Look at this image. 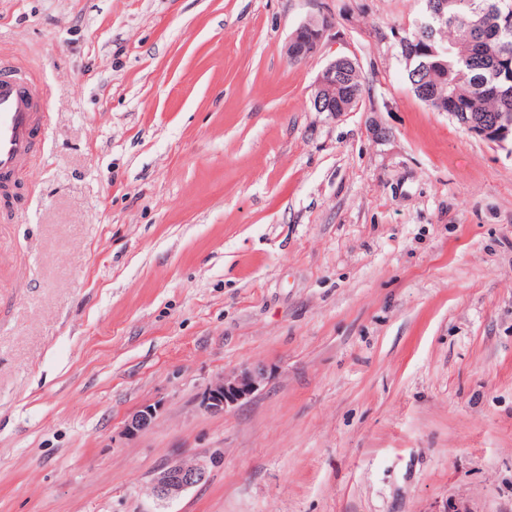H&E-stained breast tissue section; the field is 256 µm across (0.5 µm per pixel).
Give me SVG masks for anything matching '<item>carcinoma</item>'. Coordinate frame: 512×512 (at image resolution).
<instances>
[{"label": "carcinoma", "mask_w": 512, "mask_h": 512, "mask_svg": "<svg viewBox=\"0 0 512 512\" xmlns=\"http://www.w3.org/2000/svg\"><path fill=\"white\" fill-rule=\"evenodd\" d=\"M420 17L405 38L430 37L436 54L418 58L406 68L415 96L431 111L446 112L458 123V112L480 119L512 113V27L497 24L500 13L512 12V0H420ZM344 103L358 104L362 84L355 64L339 62Z\"/></svg>", "instance_id": "carcinoma-1"}]
</instances>
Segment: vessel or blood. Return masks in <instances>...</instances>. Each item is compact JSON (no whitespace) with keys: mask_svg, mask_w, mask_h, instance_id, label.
I'll list each match as a JSON object with an SVG mask.
<instances>
[{"mask_svg":"<svg viewBox=\"0 0 512 512\" xmlns=\"http://www.w3.org/2000/svg\"><path fill=\"white\" fill-rule=\"evenodd\" d=\"M43 88L15 70L0 67V204L15 203L17 178L37 149L47 124Z\"/></svg>","mask_w":512,"mask_h":512,"instance_id":"1","label":"vessel or blood"}]
</instances>
